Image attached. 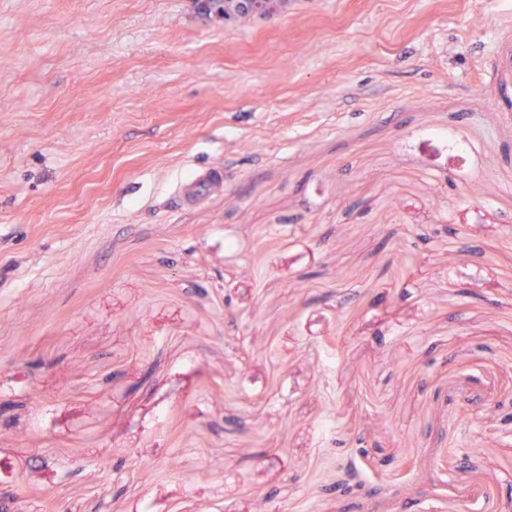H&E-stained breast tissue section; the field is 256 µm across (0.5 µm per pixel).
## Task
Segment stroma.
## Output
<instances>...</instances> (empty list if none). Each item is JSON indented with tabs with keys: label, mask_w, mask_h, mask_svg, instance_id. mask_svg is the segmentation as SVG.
<instances>
[{
	"label": "stroma",
	"mask_w": 512,
	"mask_h": 512,
	"mask_svg": "<svg viewBox=\"0 0 512 512\" xmlns=\"http://www.w3.org/2000/svg\"><path fill=\"white\" fill-rule=\"evenodd\" d=\"M511 27L512 0H0L15 512H501ZM286 0H237L233 13L224 12L225 21H230L243 16H270L283 8ZM492 53L498 63L497 78L507 84L512 79V40L499 39L493 46ZM224 191V170L217 166L179 179L172 190L181 206L188 207L220 195Z\"/></svg>",
	"instance_id": "stroma-1"
}]
</instances>
